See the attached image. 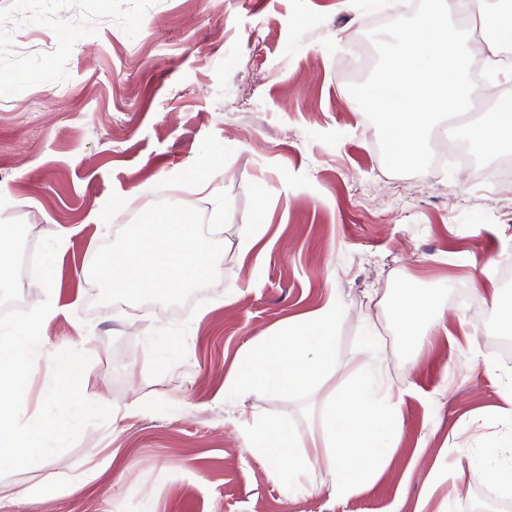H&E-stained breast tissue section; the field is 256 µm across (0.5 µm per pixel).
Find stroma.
Here are the masks:
<instances>
[{"instance_id":"stroma-1","label":"stroma","mask_w":512,"mask_h":512,"mask_svg":"<svg viewBox=\"0 0 512 512\" xmlns=\"http://www.w3.org/2000/svg\"><path fill=\"white\" fill-rule=\"evenodd\" d=\"M374 14L350 0H0V220L22 219L36 246L53 225L78 226L60 255L52 346L90 358L87 399L143 408L88 427L46 465L0 484L50 488L52 512H478L480 488L456 502L432 467L447 449L481 451L511 404L512 356L482 291L485 268L512 262V183L448 163L390 173L378 131L343 88ZM228 192L218 281L187 304H97L89 255L148 209L157 192L212 213L195 185ZM263 217L266 258L242 260L238 228ZM336 296L337 372H362L361 330L374 322L403 429L375 483L339 501L284 497L245 448L254 412L299 434L317 426L305 393L216 394L241 350L288 316ZM390 303L379 306L380 296ZM446 307L426 336L399 335L392 302ZM472 345L449 348L459 321ZM177 334L169 365L151 342ZM111 457L106 480L73 487L72 465Z\"/></svg>"}]
</instances>
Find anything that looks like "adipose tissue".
I'll return each instance as SVG.
<instances>
[{
    "label": "adipose tissue",
    "instance_id": "1",
    "mask_svg": "<svg viewBox=\"0 0 512 512\" xmlns=\"http://www.w3.org/2000/svg\"><path fill=\"white\" fill-rule=\"evenodd\" d=\"M429 297L395 303L393 319L410 336L421 327H434ZM342 315L336 299L284 320L234 359L224 376V401L260 390L278 398L301 391L314 394L336 374V324ZM364 351L370 360L364 375L351 386L330 394L320 408V432L299 438L288 426L266 419L249 426L244 445L267 461L270 476L283 495L315 489V472L331 478V499L349 497L374 481L391 460L403 428L399 403L382 383L383 362L375 324L363 328ZM448 497L455 500L475 485L498 483L512 489V454L489 446L468 460L449 459L445 469Z\"/></svg>",
    "mask_w": 512,
    "mask_h": 512
}]
</instances>
